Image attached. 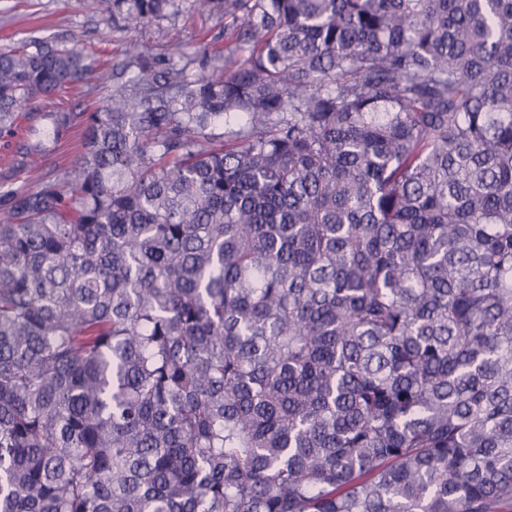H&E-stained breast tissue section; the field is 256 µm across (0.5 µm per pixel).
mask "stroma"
Returning <instances> with one entry per match:
<instances>
[{
  "label": "stroma",
  "instance_id": "1",
  "mask_svg": "<svg viewBox=\"0 0 512 512\" xmlns=\"http://www.w3.org/2000/svg\"><path fill=\"white\" fill-rule=\"evenodd\" d=\"M227 25V18L198 12L193 0H168L159 16L143 23L107 0H0V49L62 38L116 82L133 76L137 58L158 68L184 67L190 81L223 69L237 57ZM48 109L44 103L19 113L12 127L0 131V209L6 206L7 192H36L46 185L55 186L65 199L75 197L73 159L84 124L75 125L41 156L38 176H31L20 162L21 144L46 129Z\"/></svg>",
  "mask_w": 512,
  "mask_h": 512
}]
</instances>
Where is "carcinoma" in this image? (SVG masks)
Masks as SVG:
<instances>
[{
	"mask_svg": "<svg viewBox=\"0 0 512 512\" xmlns=\"http://www.w3.org/2000/svg\"><path fill=\"white\" fill-rule=\"evenodd\" d=\"M195 3L236 65L0 213V512H512V0ZM88 75L0 50V127Z\"/></svg>",
	"mask_w": 512,
	"mask_h": 512,
	"instance_id": "carcinoma-1",
	"label": "carcinoma"
}]
</instances>
